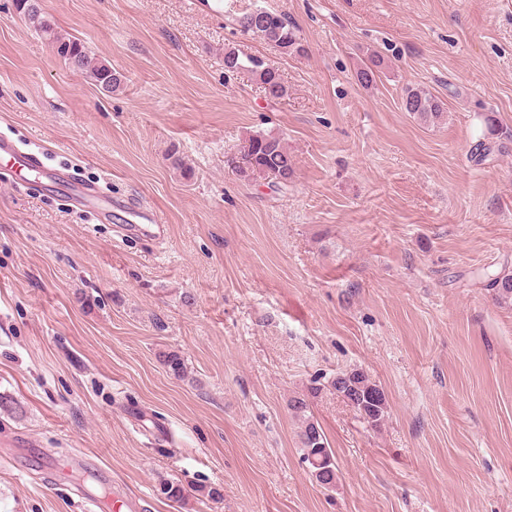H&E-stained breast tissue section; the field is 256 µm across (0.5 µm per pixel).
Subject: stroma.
I'll use <instances>...</instances> for the list:
<instances>
[{
    "label": "stroma",
    "instance_id": "35a3bbf8",
    "mask_svg": "<svg viewBox=\"0 0 512 512\" xmlns=\"http://www.w3.org/2000/svg\"><path fill=\"white\" fill-rule=\"evenodd\" d=\"M210 2L41 0L124 75L108 94L0 0V135L166 225L130 238L122 212L0 171V512H100L116 490L139 512H512V301L487 281L512 274V0ZM257 6L306 56L240 33ZM228 45L287 96L225 71ZM369 52L385 68L366 88ZM409 86L445 121L405 112ZM257 132L293 153L287 189L228 165ZM357 368L386 394L380 430L329 386ZM314 385L330 490L288 409ZM159 360L167 372L176 379H184L188 375V366L184 356L176 350H164L159 353Z\"/></svg>",
    "mask_w": 512,
    "mask_h": 512
}]
</instances>
